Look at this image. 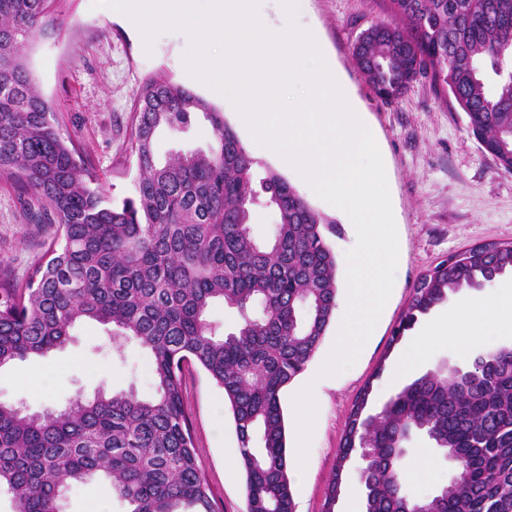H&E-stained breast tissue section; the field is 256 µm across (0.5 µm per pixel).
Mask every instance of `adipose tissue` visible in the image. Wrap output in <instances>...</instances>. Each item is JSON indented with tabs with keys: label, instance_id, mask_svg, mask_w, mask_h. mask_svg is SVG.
I'll list each match as a JSON object with an SVG mask.
<instances>
[{
	"label": "adipose tissue",
	"instance_id": "1",
	"mask_svg": "<svg viewBox=\"0 0 512 512\" xmlns=\"http://www.w3.org/2000/svg\"><path fill=\"white\" fill-rule=\"evenodd\" d=\"M456 322L466 345L492 344L493 331L512 330V302L490 296L470 300L462 305Z\"/></svg>",
	"mask_w": 512,
	"mask_h": 512
}]
</instances>
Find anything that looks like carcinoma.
I'll use <instances>...</instances> for the list:
<instances>
[{
    "instance_id": "obj_1",
    "label": "carcinoma",
    "mask_w": 512,
    "mask_h": 512,
    "mask_svg": "<svg viewBox=\"0 0 512 512\" xmlns=\"http://www.w3.org/2000/svg\"><path fill=\"white\" fill-rule=\"evenodd\" d=\"M55 0H0V180L29 198L34 224H56L25 280L0 278V367L63 348L73 327H105L112 350L134 342L153 361L155 396L134 389L77 394L30 413L0 401V494L13 512H61L64 488L101 476L129 512H216L201 473L181 376L195 363L230 405L246 512H295L281 395L318 350L336 310L338 262L324 231L336 221L287 180L258 171L221 112L192 90L149 79L137 93L131 150L139 179L122 204L106 200L91 165L61 135L23 49ZM390 21L364 30L354 58L380 99L420 77L452 97L499 169L512 173V0H387ZM211 122L216 144L158 161L163 128ZM278 216L269 236L253 216ZM512 271V242L457 251L415 281L391 337L417 315ZM222 301L238 312L220 333L207 320ZM357 396L325 491L334 512L342 472L366 453L365 512H512V347L485 350L404 387L375 417ZM414 434L455 464L427 496L405 487ZM260 446H254L255 440Z\"/></svg>"
}]
</instances>
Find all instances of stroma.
I'll return each instance as SVG.
<instances>
[{
    "label": "stroma",
    "instance_id": "stroma-1",
    "mask_svg": "<svg viewBox=\"0 0 512 512\" xmlns=\"http://www.w3.org/2000/svg\"><path fill=\"white\" fill-rule=\"evenodd\" d=\"M384 0H305L295 23L319 36L360 112L374 131L383 158L399 257L393 290L385 311L355 365L339 378L319 384L318 359L336 338L328 330L315 362L283 391L287 453L291 465H303V479L293 480L297 512H323L324 491L334 475L342 484L335 512H362L363 491L359 456L344 472L336 458L352 405L363 388L371 393L366 414L377 415L405 385L446 364L466 366L469 355L457 337L448 335L453 312L467 298L494 295L512 299V273L492 283L452 295L427 313L413 328L391 343L394 328L407 310L412 285L419 275L448 255L472 245L512 242V174L499 171L467 128V118L449 98L436 92L428 79L416 81L398 102L377 97L354 63L352 46L361 31L387 19ZM191 47L180 31H164L144 48L120 15L92 0H62L56 21L46 26L25 50L27 68L41 94L52 104L63 136L72 138L90 160L108 201L133 196L138 171L131 153V120L137 92L145 79L168 78L184 83L183 66ZM215 132L203 117L184 131L162 130L155 139L159 160L187 150H209ZM42 237L28 220L23 198L13 186L0 182V276L27 277L42 258ZM437 323L425 355H418L421 331ZM150 355L138 345L127 348L125 361L112 358L102 328L82 323L69 343L49 359L31 358L0 369V401L32 412L65 407L76 394L92 395L135 389L143 399L154 394ZM310 384L320 387L317 399L295 408L298 392ZM184 406L202 474L219 512H245V474L239 468V445L224 394L198 365L182 374ZM311 418L307 432L296 428L297 414ZM411 443L405 470L412 491L424 494L448 478L454 465L434 454V478L418 475L416 449ZM103 501L108 512H128L106 483L73 486L63 512H90Z\"/></svg>",
    "mask_w": 512,
    "mask_h": 512
}]
</instances>
